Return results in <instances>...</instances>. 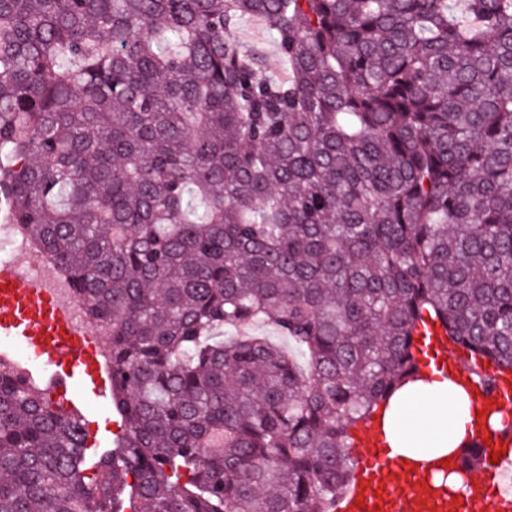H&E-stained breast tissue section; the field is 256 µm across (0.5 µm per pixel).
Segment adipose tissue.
I'll list each match as a JSON object with an SVG mask.
<instances>
[{
  "instance_id": "ef3b65f1",
  "label": "adipose tissue",
  "mask_w": 512,
  "mask_h": 512,
  "mask_svg": "<svg viewBox=\"0 0 512 512\" xmlns=\"http://www.w3.org/2000/svg\"><path fill=\"white\" fill-rule=\"evenodd\" d=\"M471 412L468 392L448 378L426 377L408 386L383 417L392 456L427 465L451 455L468 439Z\"/></svg>"
}]
</instances>
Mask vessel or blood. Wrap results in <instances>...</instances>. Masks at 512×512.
<instances>
[{"mask_svg":"<svg viewBox=\"0 0 512 512\" xmlns=\"http://www.w3.org/2000/svg\"><path fill=\"white\" fill-rule=\"evenodd\" d=\"M0 334L20 336L38 348L56 369L47 379L52 392L65 397L70 407H78L81 398L70 391L73 380L90 361L87 337L78 329L69 311L55 304L29 278L14 266H0ZM484 373L494 376L496 391H489L471 367L450 361L448 375L466 386L481 414L473 433L481 444L495 450L512 446L500 433L487 429L483 416L502 408L501 393L512 388V373L497 372L484 366ZM358 466L348 492L341 497L335 512H471L475 505L491 503L493 512H507L512 503L504 496H493L490 481L482 476L465 477L454 496H447L433 475H420L410 461L389 458L380 436L367 431L359 443Z\"/></svg>","mask_w":512,"mask_h":512,"instance_id":"1","label":"vessel or blood"}]
</instances>
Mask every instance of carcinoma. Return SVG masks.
Masks as SVG:
<instances>
[{"mask_svg": "<svg viewBox=\"0 0 512 512\" xmlns=\"http://www.w3.org/2000/svg\"><path fill=\"white\" fill-rule=\"evenodd\" d=\"M0 204L122 424L0 362V512H334L425 321L512 370V0H0ZM237 38L267 53V64L274 74L282 75L274 46L269 42L264 29L259 21H252L239 28ZM111 374L104 377L98 374L95 390L100 397H106L111 388ZM94 385L90 377H87V385L84 389V395L88 401V410L82 411V417L86 423L90 440L95 441L92 447H89L87 454L89 456L101 453L105 448L112 447V442L120 433V419L112 412V394L107 398H99L93 390Z\"/></svg>", "mask_w": 512, "mask_h": 512, "instance_id": "cac0c4a2", "label": "carcinoma"}]
</instances>
